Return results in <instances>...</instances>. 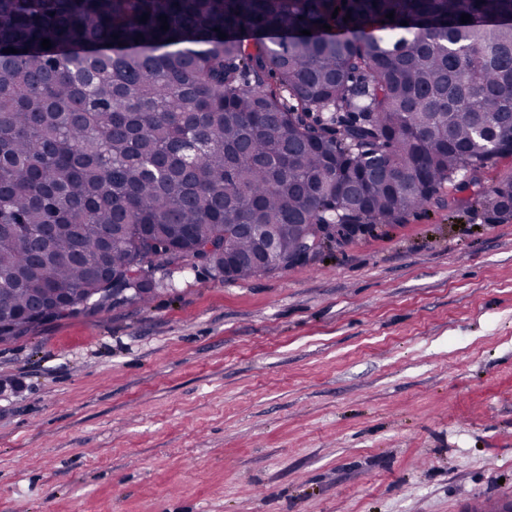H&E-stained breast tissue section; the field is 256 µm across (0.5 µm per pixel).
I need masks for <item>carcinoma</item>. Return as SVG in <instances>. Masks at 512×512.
Instances as JSON below:
<instances>
[{
	"instance_id": "cac0c4a2",
	"label": "carcinoma",
	"mask_w": 512,
	"mask_h": 512,
	"mask_svg": "<svg viewBox=\"0 0 512 512\" xmlns=\"http://www.w3.org/2000/svg\"><path fill=\"white\" fill-rule=\"evenodd\" d=\"M506 157L512 0H0V341L209 245L252 277L251 224L292 267L444 192L512 215Z\"/></svg>"
}]
</instances>
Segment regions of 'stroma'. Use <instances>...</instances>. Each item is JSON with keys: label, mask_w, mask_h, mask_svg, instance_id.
<instances>
[{"label": "stroma", "mask_w": 512, "mask_h": 512, "mask_svg": "<svg viewBox=\"0 0 512 512\" xmlns=\"http://www.w3.org/2000/svg\"><path fill=\"white\" fill-rule=\"evenodd\" d=\"M0 512H490L512 495V217L472 192L0 342Z\"/></svg>", "instance_id": "1"}]
</instances>
